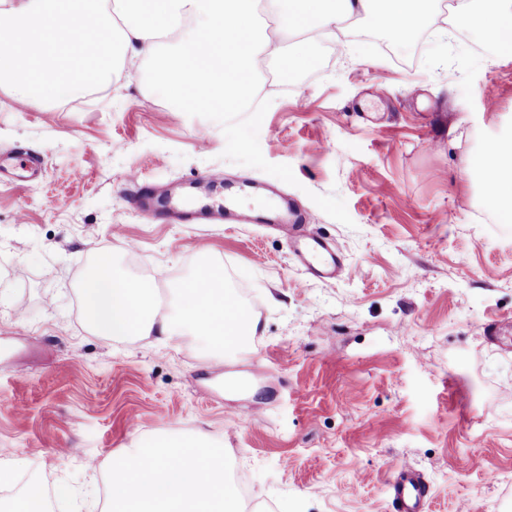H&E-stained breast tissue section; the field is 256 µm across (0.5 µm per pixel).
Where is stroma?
<instances>
[{
	"label": "stroma",
	"instance_id": "obj_1",
	"mask_svg": "<svg viewBox=\"0 0 512 512\" xmlns=\"http://www.w3.org/2000/svg\"><path fill=\"white\" fill-rule=\"evenodd\" d=\"M429 20L398 45L360 18L311 50L293 84L259 70L240 112H186L153 62L110 85L19 107L0 89V157L40 159L36 179L0 176V499L70 485L52 512H103L114 459L139 437L206 436L246 512H389L390 461L425 475L426 512L512 493V223H500L465 160L512 137V55ZM495 86L493 104L483 90ZM159 190L197 176L287 198L345 257L320 280L286 232L173 224L128 202L131 173ZM111 254L162 300L214 264L258 329L215 362L192 337L92 333L84 271Z\"/></svg>",
	"mask_w": 512,
	"mask_h": 512
}]
</instances>
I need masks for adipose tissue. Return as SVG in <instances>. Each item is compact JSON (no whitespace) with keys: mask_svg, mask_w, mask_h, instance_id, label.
Wrapping results in <instances>:
<instances>
[{"mask_svg":"<svg viewBox=\"0 0 512 512\" xmlns=\"http://www.w3.org/2000/svg\"><path fill=\"white\" fill-rule=\"evenodd\" d=\"M433 0H0V87L17 101H62L109 82L124 54L155 63L154 83L188 111L236 112L254 90L257 65L278 61L286 72L307 66L310 48L337 20L369 18L396 41H409L432 13ZM455 27L479 32L512 53V0H460ZM90 30L92 49L77 52L73 34ZM293 46H286V38ZM485 200L512 223V140L496 139L466 161ZM82 306L100 336L191 334L216 358L237 350L245 332L226 318L234 307L222 268L184 282L171 311L156 307L151 282L97 260L79 287ZM109 512H243L227 477L224 452L198 438L137 439L113 462Z\"/></svg>","mask_w":512,"mask_h":512,"instance_id":"adipose-tissue-1","label":"adipose tissue"}]
</instances>
